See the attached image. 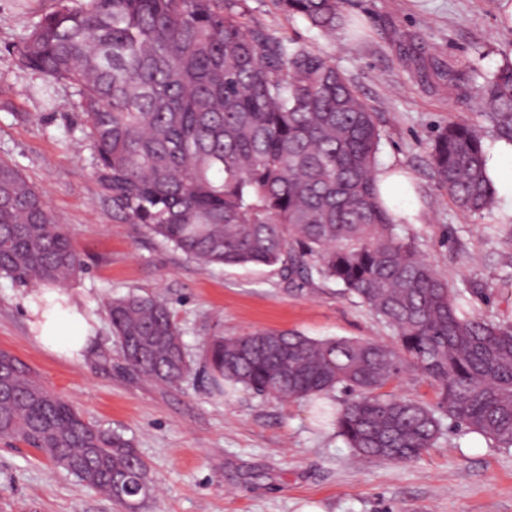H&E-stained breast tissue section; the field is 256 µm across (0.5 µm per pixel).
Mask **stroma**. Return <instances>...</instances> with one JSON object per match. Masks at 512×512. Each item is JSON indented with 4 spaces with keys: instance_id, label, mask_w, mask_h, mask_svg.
I'll list each match as a JSON object with an SVG mask.
<instances>
[{
    "instance_id": "35a3bbf8",
    "label": "stroma",
    "mask_w": 512,
    "mask_h": 512,
    "mask_svg": "<svg viewBox=\"0 0 512 512\" xmlns=\"http://www.w3.org/2000/svg\"><path fill=\"white\" fill-rule=\"evenodd\" d=\"M498 3L345 0L361 35L330 41L274 0H247L254 21L321 49L374 108L383 132L377 167L402 170L413 187L395 206L399 234L414 238L470 310L512 322V204L500 199L482 217H464L438 189L429 161L438 129L479 117L474 101L434 66L454 65L476 81L501 67L512 53V27L501 23ZM57 4L0 0V161L44 192L79 249L85 271L71 289L85 301L95 340L77 361L42 349L19 302L23 287L0 275V351L86 419L132 439L156 485L143 512H300L312 501L325 512H512V448L465 429L449 426L440 447L408 463L362 459L333 427L317 423L309 401L245 391L223 398L201 371L162 386L126 365L103 306L111 295L165 299L196 361L213 335L297 330L384 344L395 335L340 284H291L275 268L255 265L205 271L142 225L113 215L71 90L59 85L44 97L41 77L19 68L14 53ZM0 512L119 507L37 451L0 441Z\"/></svg>"
}]
</instances>
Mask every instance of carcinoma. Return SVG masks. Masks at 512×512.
<instances>
[{
	"label": "carcinoma",
	"mask_w": 512,
	"mask_h": 512,
	"mask_svg": "<svg viewBox=\"0 0 512 512\" xmlns=\"http://www.w3.org/2000/svg\"><path fill=\"white\" fill-rule=\"evenodd\" d=\"M333 38L344 0H276ZM18 64L73 89L93 174L112 212L202 268L262 265L304 284L333 281L392 327L387 345L297 331L214 335L202 370L277 400L340 391L337 433L365 459L410 462L448 419L512 448V323L475 316L396 233L381 199L375 112L319 48L251 21L246 0H60L16 50ZM470 95L512 141V65ZM483 127L450 121L430 148L439 189L466 216L495 203ZM84 270L44 193L0 162V274L64 285ZM127 366L175 385L193 370L169 306L149 294L106 302ZM411 370L425 404L386 388ZM0 439L19 441L123 510L150 497L133 441L85 419L0 352Z\"/></svg>",
	"instance_id": "carcinoma-1"
}]
</instances>
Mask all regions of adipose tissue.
I'll return each mask as SVG.
<instances>
[{
    "label": "adipose tissue",
    "instance_id": "adipose-tissue-1",
    "mask_svg": "<svg viewBox=\"0 0 512 512\" xmlns=\"http://www.w3.org/2000/svg\"><path fill=\"white\" fill-rule=\"evenodd\" d=\"M47 310H39L33 293H26L21 303L32 317L33 339L60 357L80 359L93 339V326L82 299L73 292L48 288L43 293Z\"/></svg>",
    "mask_w": 512,
    "mask_h": 512
}]
</instances>
